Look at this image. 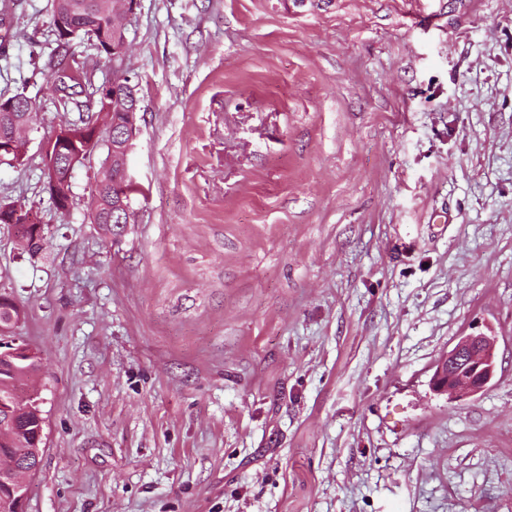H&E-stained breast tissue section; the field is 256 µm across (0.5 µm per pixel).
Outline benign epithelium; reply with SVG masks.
<instances>
[{
  "label": "benign epithelium",
  "mask_w": 512,
  "mask_h": 512,
  "mask_svg": "<svg viewBox=\"0 0 512 512\" xmlns=\"http://www.w3.org/2000/svg\"><path fill=\"white\" fill-rule=\"evenodd\" d=\"M75 142L73 132L61 126L47 140L45 146L48 184L56 186L63 175H71L75 159L70 148ZM25 149L18 144L16 136L0 137V161L19 164L24 160ZM0 354L18 362L37 356V352L17 339L1 340ZM495 371V344L488 336L465 335L459 337L455 346L437 363L433 374V386L439 393L454 398L476 395L484 390ZM36 468L22 469L15 461L0 456V509L3 512H23L26 479Z\"/></svg>",
  "instance_id": "benign-epithelium-1"
}]
</instances>
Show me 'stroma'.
Listing matches in <instances>:
<instances>
[{
  "label": "stroma",
  "instance_id": "1",
  "mask_svg": "<svg viewBox=\"0 0 512 512\" xmlns=\"http://www.w3.org/2000/svg\"><path fill=\"white\" fill-rule=\"evenodd\" d=\"M52 0H0V94L32 98L0 198V294L39 353L25 512H512V0H139L132 224L43 185L78 112L49 81ZM39 44L30 47L27 34ZM475 396L431 387L463 334ZM495 371V344L488 336H460L455 346L437 363L433 386L454 398L476 395L484 390Z\"/></svg>",
  "mask_w": 512,
  "mask_h": 512
}]
</instances>
